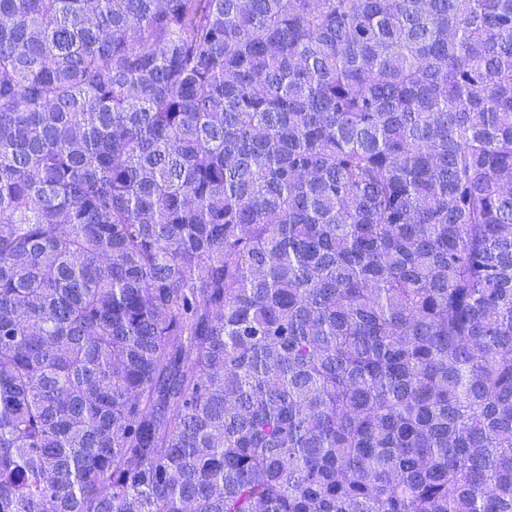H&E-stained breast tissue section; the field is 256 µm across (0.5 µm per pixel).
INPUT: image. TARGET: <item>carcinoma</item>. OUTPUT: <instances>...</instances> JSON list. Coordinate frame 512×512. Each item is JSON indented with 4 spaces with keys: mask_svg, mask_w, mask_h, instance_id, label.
<instances>
[{
    "mask_svg": "<svg viewBox=\"0 0 512 512\" xmlns=\"http://www.w3.org/2000/svg\"><path fill=\"white\" fill-rule=\"evenodd\" d=\"M512 0H0V512H512Z\"/></svg>",
    "mask_w": 512,
    "mask_h": 512,
    "instance_id": "1",
    "label": "carcinoma"
}]
</instances>
